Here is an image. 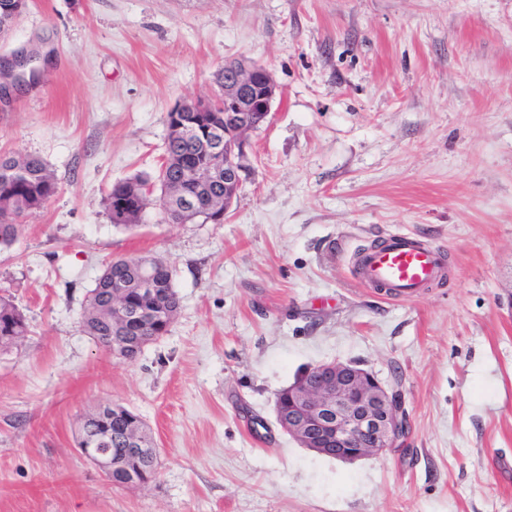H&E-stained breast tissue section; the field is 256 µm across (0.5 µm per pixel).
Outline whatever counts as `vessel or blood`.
I'll return each mask as SVG.
<instances>
[{"instance_id": "obj_1", "label": "vessel or blood", "mask_w": 512, "mask_h": 512, "mask_svg": "<svg viewBox=\"0 0 512 512\" xmlns=\"http://www.w3.org/2000/svg\"><path fill=\"white\" fill-rule=\"evenodd\" d=\"M356 267L366 285L402 298L427 288L445 271L442 253L408 234L389 236L383 246L363 251Z\"/></svg>"}]
</instances>
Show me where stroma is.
Here are the masks:
<instances>
[{
  "mask_svg": "<svg viewBox=\"0 0 512 512\" xmlns=\"http://www.w3.org/2000/svg\"><path fill=\"white\" fill-rule=\"evenodd\" d=\"M23 49L38 78L0 100V154L58 189L0 251L27 319L0 351V512H512V0H30L0 37ZM237 60L278 95L224 222L113 225L112 185L156 174L167 113ZM393 232L446 264L405 300L354 268ZM143 255L180 311L128 362L80 318L105 265ZM333 361L399 385L404 446L344 463L280 429L277 393ZM104 402L149 427L148 484L81 454Z\"/></svg>",
  "mask_w": 512,
  "mask_h": 512,
  "instance_id": "stroma-1",
  "label": "stroma"
}]
</instances>
